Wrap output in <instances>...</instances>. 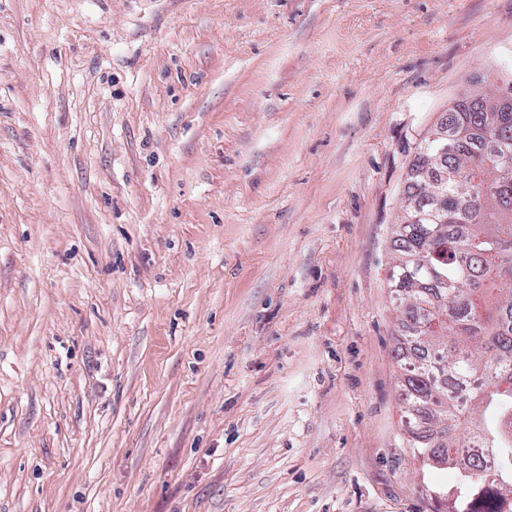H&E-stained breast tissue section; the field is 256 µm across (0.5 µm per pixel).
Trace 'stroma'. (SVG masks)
Masks as SVG:
<instances>
[{
  "label": "stroma",
  "mask_w": 512,
  "mask_h": 512,
  "mask_svg": "<svg viewBox=\"0 0 512 512\" xmlns=\"http://www.w3.org/2000/svg\"><path fill=\"white\" fill-rule=\"evenodd\" d=\"M510 77L512 0H0V512H453L392 229Z\"/></svg>",
  "instance_id": "obj_1"
}]
</instances>
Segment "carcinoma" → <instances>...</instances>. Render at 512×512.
Returning <instances> with one entry per match:
<instances>
[{
  "label": "carcinoma",
  "mask_w": 512,
  "mask_h": 512,
  "mask_svg": "<svg viewBox=\"0 0 512 512\" xmlns=\"http://www.w3.org/2000/svg\"><path fill=\"white\" fill-rule=\"evenodd\" d=\"M448 133V155L431 136ZM447 179L437 203L428 181ZM405 199L448 222L395 225L391 283L409 290L398 302L397 348L417 340L421 363L406 369L401 390L415 426L410 447L434 448L458 473L455 501L464 512H512V110L495 112L484 96L465 91L421 141L410 163ZM446 319L445 333L428 323Z\"/></svg>",
  "instance_id": "carcinoma-1"
}]
</instances>
